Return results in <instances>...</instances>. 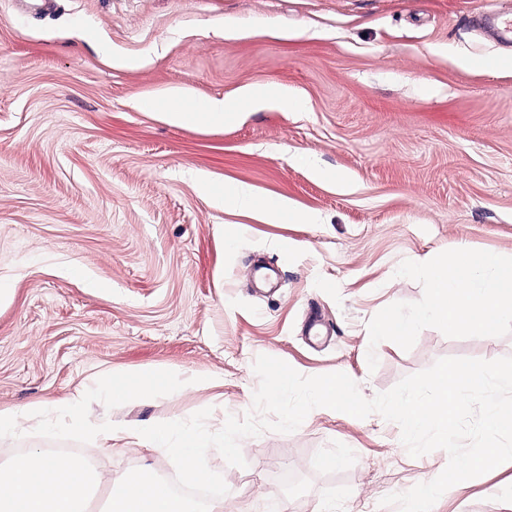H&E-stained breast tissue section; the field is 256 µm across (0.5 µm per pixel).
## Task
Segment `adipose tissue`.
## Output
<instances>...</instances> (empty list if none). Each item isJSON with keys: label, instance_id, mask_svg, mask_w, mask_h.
<instances>
[{"label": "adipose tissue", "instance_id": "adipose-tissue-1", "mask_svg": "<svg viewBox=\"0 0 512 512\" xmlns=\"http://www.w3.org/2000/svg\"><path fill=\"white\" fill-rule=\"evenodd\" d=\"M289 100L272 85H253L230 98L195 102L180 88L161 98L148 100L147 108L160 111L162 118L175 126H221L250 110L268 105L285 106ZM225 207L256 214L267 224H315L319 218L308 211L296 210L282 196H258L244 182L225 185L218 194ZM213 372L186 373L174 368L145 370L132 376L105 380L104 396L109 408L126 404L154 392L179 393L207 390L222 384ZM85 394L74 389L57 401L54 410L61 422L90 432L103 447L133 438L150 447L166 451L181 463L186 481L200 483L208 474L201 462L208 435L177 417L131 427L106 414L87 421L83 415ZM94 482L88 464L77 457H52L33 450L0 466V512H88L93 499Z\"/></svg>", "mask_w": 512, "mask_h": 512}]
</instances>
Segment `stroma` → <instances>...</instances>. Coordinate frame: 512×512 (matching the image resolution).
I'll use <instances>...</instances> for the list:
<instances>
[{
    "label": "stroma",
    "instance_id": "1",
    "mask_svg": "<svg viewBox=\"0 0 512 512\" xmlns=\"http://www.w3.org/2000/svg\"><path fill=\"white\" fill-rule=\"evenodd\" d=\"M491 9L511 14L512 0H56L45 14L0 0V407H47L81 388L94 419L107 377L210 371L223 386L157 393L112 417L207 408L216 431L251 410L260 355L305 376L345 373L368 399L442 358L512 356V333L427 327L406 351L370 346L367 329L386 306L422 298L397 276L403 261L459 248L512 257V46L481 29ZM482 57L495 66L476 67ZM258 84L302 111L185 128L138 106L170 88L205 100ZM236 181L322 221L264 224L200 189ZM240 447L243 468L207 453L227 512H399L380 483L402 493L449 460L410 456L380 414L318 408L296 431ZM50 448L76 450L105 482L176 472L167 455L100 447L49 414L0 436V463ZM294 475L308 478L305 496L285 493ZM511 484L512 461L454 485L432 512H503Z\"/></svg>",
    "mask_w": 512,
    "mask_h": 512
}]
</instances>
